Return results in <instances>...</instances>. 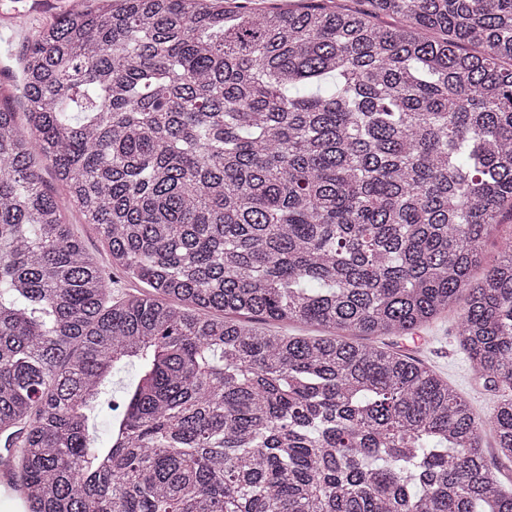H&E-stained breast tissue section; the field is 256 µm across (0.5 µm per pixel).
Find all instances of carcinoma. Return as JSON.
<instances>
[{
  "label": "carcinoma",
  "instance_id": "1",
  "mask_svg": "<svg viewBox=\"0 0 512 512\" xmlns=\"http://www.w3.org/2000/svg\"><path fill=\"white\" fill-rule=\"evenodd\" d=\"M99 2L26 51V126L0 105V443L27 512H512L484 448L512 458V397L482 419L356 341L462 300L476 378L512 389V241L483 253L512 215V0ZM44 164L136 293L112 298ZM137 374L134 366H127L113 373L112 389L97 411L94 421V433L102 445L109 442L112 416L121 411L127 391L137 381ZM112 407H115L113 411Z\"/></svg>",
  "mask_w": 512,
  "mask_h": 512
}]
</instances>
